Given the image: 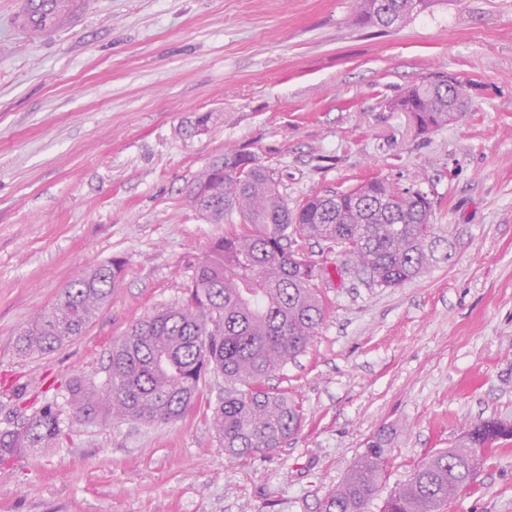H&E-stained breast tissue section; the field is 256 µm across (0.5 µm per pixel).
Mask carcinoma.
I'll return each mask as SVG.
<instances>
[{
	"mask_svg": "<svg viewBox=\"0 0 512 512\" xmlns=\"http://www.w3.org/2000/svg\"><path fill=\"white\" fill-rule=\"evenodd\" d=\"M434 0H356L354 19L397 26ZM469 103L468 86L447 75L413 84L393 107L414 114L420 132L456 120ZM192 191L224 202L221 224L240 227L214 240L197 263L190 301L165 306L137 321L113 343L101 380L75 376L65 406L48 401L23 422L0 431V466L23 453L54 448L64 413L83 423L118 420L160 424L181 418L194 400L202 372L211 367L243 389L224 390L212 425L224 452L242 460L270 455L302 429L303 407L271 377L304 353L327 306L318 281L323 269L304 253L314 241L342 249L348 275L358 262L368 284L395 288L452 257L447 227L433 223V201L421 189L369 178L345 191L309 196L289 206L274 171L246 152L224 155V173L208 166ZM123 263L112 261L73 279L63 297L37 313L16 339L21 358L45 356L82 335L122 282ZM512 440V422L469 423L451 448L430 454L409 481L390 495L383 512H439L472 485L489 452ZM382 430L367 442L322 512H369L381 489L389 448Z\"/></svg>",
	"mask_w": 512,
	"mask_h": 512,
	"instance_id": "cac0c4a2",
	"label": "carcinoma"
}]
</instances>
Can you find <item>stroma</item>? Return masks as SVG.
Instances as JSON below:
<instances>
[{
    "mask_svg": "<svg viewBox=\"0 0 512 512\" xmlns=\"http://www.w3.org/2000/svg\"><path fill=\"white\" fill-rule=\"evenodd\" d=\"M354 0H89L71 26L17 35L0 0V430L74 375H96L132 324L186 303L227 224L190 204L230 151L275 169L289 203L368 177L421 178L451 260L396 288L337 278L311 346L272 377L307 420L287 446L225 455L202 378L166 424L66 422L56 448L0 478V512H321L366 442L392 429L382 497L478 418L512 420V0H436L383 29ZM443 72L470 85L464 114L418 133L394 109ZM208 115L207 126L196 124ZM123 281L79 338L20 358L15 340L83 271ZM441 512H512V444Z\"/></svg>",
    "mask_w": 512,
    "mask_h": 512,
    "instance_id": "1",
    "label": "stroma"
}]
</instances>
